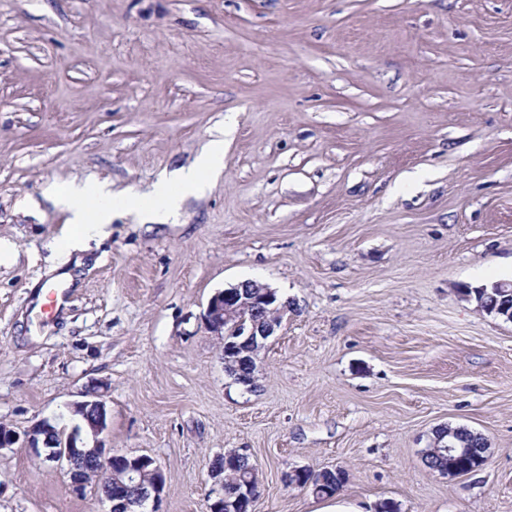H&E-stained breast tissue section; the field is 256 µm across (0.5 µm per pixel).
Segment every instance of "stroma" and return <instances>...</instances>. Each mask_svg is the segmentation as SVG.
<instances>
[{
    "instance_id": "35a3bbf8",
    "label": "stroma",
    "mask_w": 512,
    "mask_h": 512,
    "mask_svg": "<svg viewBox=\"0 0 512 512\" xmlns=\"http://www.w3.org/2000/svg\"><path fill=\"white\" fill-rule=\"evenodd\" d=\"M175 219L76 240L52 191L143 194L215 138ZM70 273L57 312L33 285ZM254 280L290 304L224 371L202 314ZM512 280V0H0V423L69 422L163 466L161 512H207L214 456L259 469L253 512L343 468L358 512H512V322L462 285ZM488 459L448 478L439 428ZM93 487L0 448V512H98ZM456 443H466V446L469 447V450L462 455L458 456H450L443 455L438 456L435 454H431L430 463L426 464L429 469L434 470V468L439 470H447L448 468H465L466 471H479L485 465V453L483 448H487V443L485 442V446L480 448L479 439L474 437L471 432L466 430H456L454 437H450Z\"/></svg>"
}]
</instances>
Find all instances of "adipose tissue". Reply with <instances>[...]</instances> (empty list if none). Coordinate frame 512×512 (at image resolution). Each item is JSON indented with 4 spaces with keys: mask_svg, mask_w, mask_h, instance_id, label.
<instances>
[{
    "mask_svg": "<svg viewBox=\"0 0 512 512\" xmlns=\"http://www.w3.org/2000/svg\"><path fill=\"white\" fill-rule=\"evenodd\" d=\"M223 166L224 142L219 139L212 141L193 166L163 178L150 194H115L105 184L83 183L54 192L53 198L69 212L70 224L85 237L102 233L118 210H134L149 221L163 223L177 214L187 196L201 193Z\"/></svg>",
    "mask_w": 512,
    "mask_h": 512,
    "instance_id": "adipose-tissue-1",
    "label": "adipose tissue"
}]
</instances>
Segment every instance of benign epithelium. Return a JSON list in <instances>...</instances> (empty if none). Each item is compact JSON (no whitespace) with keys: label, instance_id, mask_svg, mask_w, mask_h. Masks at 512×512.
<instances>
[{"label":"benign epithelium","instance_id":"benign-epithelium-1","mask_svg":"<svg viewBox=\"0 0 512 512\" xmlns=\"http://www.w3.org/2000/svg\"><path fill=\"white\" fill-rule=\"evenodd\" d=\"M287 309L288 302L280 301L275 291L251 280L212 296L203 318L208 330L224 339V369L255 382L256 353L280 326ZM105 410V401L98 394L93 400L77 402L72 406V412L82 415L96 437L94 447L97 448L100 512H159L158 503L164 489L162 465L146 454L137 455L104 447L99 435L105 430ZM42 428L43 425H36L22 436L12 431L7 440L0 436V447L20 442L39 456L41 452L37 440ZM80 433L81 430L73 429L62 444L48 449L44 454V460L68 467L74 491H80L84 486L77 475ZM208 476L211 484L207 498L227 512H236V503L227 501L225 497L227 485L224 471L211 467Z\"/></svg>","mask_w":512,"mask_h":512}]
</instances>
